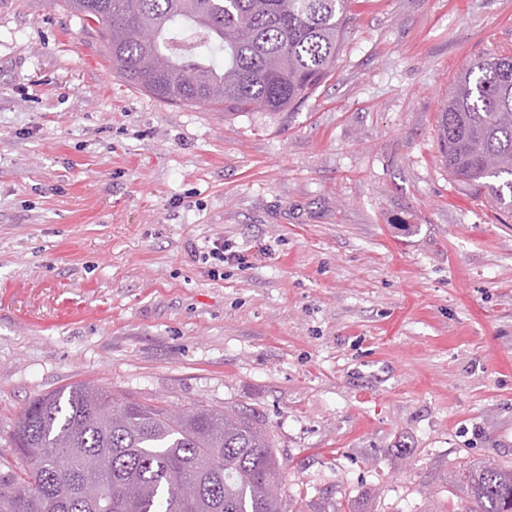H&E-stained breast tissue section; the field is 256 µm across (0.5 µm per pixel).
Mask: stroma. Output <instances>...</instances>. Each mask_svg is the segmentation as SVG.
<instances>
[{
  "instance_id": "obj_1",
  "label": "stroma",
  "mask_w": 512,
  "mask_h": 512,
  "mask_svg": "<svg viewBox=\"0 0 512 512\" xmlns=\"http://www.w3.org/2000/svg\"><path fill=\"white\" fill-rule=\"evenodd\" d=\"M349 15L304 104L227 115L113 74L61 0H0L1 465L31 400L89 380L254 410L287 512H466L460 466H512V215L436 131L512 0Z\"/></svg>"
}]
</instances>
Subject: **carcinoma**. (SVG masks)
Segmentation results:
<instances>
[{
    "label": "carcinoma",
    "mask_w": 512,
    "mask_h": 512,
    "mask_svg": "<svg viewBox=\"0 0 512 512\" xmlns=\"http://www.w3.org/2000/svg\"><path fill=\"white\" fill-rule=\"evenodd\" d=\"M110 41L112 71L177 105L284 112L336 64L349 0H64ZM445 167L512 213V51L470 60L437 116ZM0 472V512H285L281 463L259 415L117 399L77 382L33 400ZM179 469L188 497L171 480ZM468 512H512V468L462 472Z\"/></svg>",
    "instance_id": "1"
}]
</instances>
